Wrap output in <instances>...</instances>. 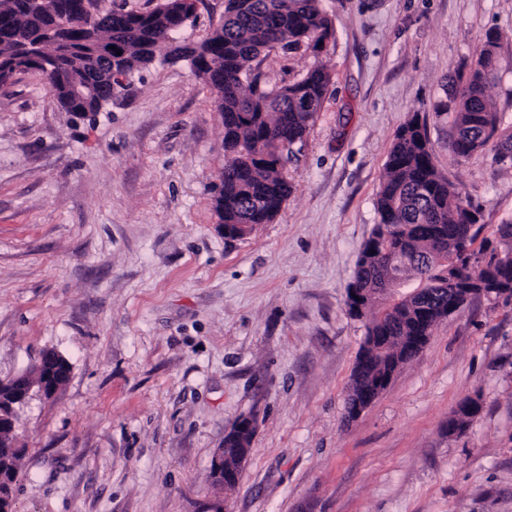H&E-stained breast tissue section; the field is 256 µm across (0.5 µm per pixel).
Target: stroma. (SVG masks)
<instances>
[{
	"label": "stroma",
	"instance_id": "1",
	"mask_svg": "<svg viewBox=\"0 0 512 512\" xmlns=\"http://www.w3.org/2000/svg\"><path fill=\"white\" fill-rule=\"evenodd\" d=\"M320 55L272 51L278 85L332 75L275 221L225 237L215 94L155 60L95 116L41 75L0 85V379L48 350L71 365L18 411L14 512H204L212 460L254 415L230 512H512V300L474 299L354 421L344 407L365 322L346 311L397 129L425 120L434 162L495 249L512 168L448 150L434 107L500 35L488 93L512 126V0H322ZM468 397L482 403L449 434Z\"/></svg>",
	"mask_w": 512,
	"mask_h": 512
}]
</instances>
